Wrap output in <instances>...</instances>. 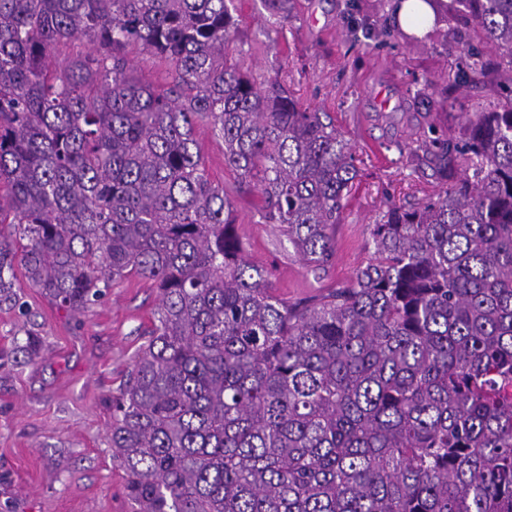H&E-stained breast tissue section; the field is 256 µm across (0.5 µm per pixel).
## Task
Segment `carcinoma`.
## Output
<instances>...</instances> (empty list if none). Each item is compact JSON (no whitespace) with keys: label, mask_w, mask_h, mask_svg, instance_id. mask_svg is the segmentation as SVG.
I'll list each match as a JSON object with an SVG mask.
<instances>
[{"label":"carcinoma","mask_w":512,"mask_h":512,"mask_svg":"<svg viewBox=\"0 0 512 512\" xmlns=\"http://www.w3.org/2000/svg\"><path fill=\"white\" fill-rule=\"evenodd\" d=\"M227 2L0 0V301L18 267L69 310L158 288L112 399L135 512H512V96L412 141L438 190L388 204L366 265L291 304L244 258L196 121L314 267L358 168L326 113L241 71ZM425 2L508 58L476 51L449 85L512 89V0ZM132 46L169 88L131 74Z\"/></svg>","instance_id":"1"}]
</instances>
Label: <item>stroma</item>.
<instances>
[{
	"label": "stroma",
	"mask_w": 512,
	"mask_h": 512,
	"mask_svg": "<svg viewBox=\"0 0 512 512\" xmlns=\"http://www.w3.org/2000/svg\"><path fill=\"white\" fill-rule=\"evenodd\" d=\"M229 9L240 69L259 83L278 79L302 103L328 112L356 158L359 177L336 227V253L316 270L282 225L263 222L259 192L226 166L223 139L209 123L194 127L211 178L233 202L245 259L264 271L275 296L309 302L366 264L370 227L388 202L420 203L432 194V169L401 149L426 126L415 100L425 81L441 102L434 119L440 130H457L463 113L498 97L471 87L445 92L447 77L481 47L455 24L387 45L352 41L347 21L379 31L394 21L393 0H290L281 25L267 0H231ZM484 50L503 56L493 46ZM14 290L19 304L0 303V512H132L125 471L110 447L112 398L148 340L157 288L125 278L75 312L32 288L24 274ZM30 335L41 340L39 356L16 351Z\"/></svg>",
	"instance_id": "35a3bbf8"
}]
</instances>
